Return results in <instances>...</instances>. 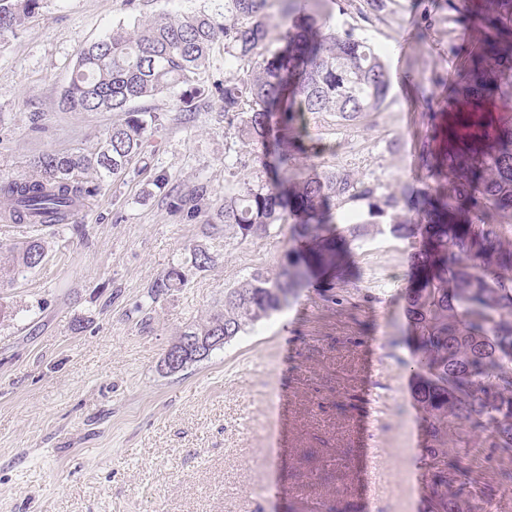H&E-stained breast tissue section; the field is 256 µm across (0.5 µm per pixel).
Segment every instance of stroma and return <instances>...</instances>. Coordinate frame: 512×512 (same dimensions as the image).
Instances as JSON below:
<instances>
[{"label":"stroma","instance_id":"stroma-1","mask_svg":"<svg viewBox=\"0 0 512 512\" xmlns=\"http://www.w3.org/2000/svg\"><path fill=\"white\" fill-rule=\"evenodd\" d=\"M333 22L413 78L391 84L381 111L308 122L307 167L348 173L358 187L411 203L429 182L421 145L430 115L470 112L468 58L485 34L445 0H324ZM203 11L224 0H45L18 33L0 36V179L34 175L45 152L94 151L116 116L59 106L81 48L119 22ZM150 138V167L105 181L50 238L43 265L0 288V512H288L312 448L345 451L346 484L327 488L356 512H427V432L402 342L412 243L368 227L334 286L310 280L287 308L176 376L160 368L187 326L224 308L252 269L276 271L291 227L223 245L184 220L157 176L224 201L230 176L219 98L184 120L173 97ZM216 254L186 287L147 292L189 248Z\"/></svg>","mask_w":512,"mask_h":512}]
</instances>
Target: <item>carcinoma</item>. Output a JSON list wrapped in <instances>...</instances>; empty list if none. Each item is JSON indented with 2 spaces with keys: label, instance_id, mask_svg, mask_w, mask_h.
I'll list each match as a JSON object with an SVG mask.
<instances>
[{
  "label": "carcinoma",
  "instance_id": "carcinoma-1",
  "mask_svg": "<svg viewBox=\"0 0 512 512\" xmlns=\"http://www.w3.org/2000/svg\"><path fill=\"white\" fill-rule=\"evenodd\" d=\"M280 2L288 30L283 46L273 52L266 47L264 24L270 0H224L221 23L204 12L139 20L132 30L110 32L79 51L62 109L114 112L118 120L95 151L46 152L34 160L37 175L0 181L5 214L30 229L23 241L0 247V288L42 265L43 217L57 218L53 234L58 235L100 192V183L85 175L116 180L148 159V137L165 127V115L137 102L168 93L190 119L198 103L215 92L231 138L272 148L276 178L263 168L251 171L228 184L217 208L207 186L199 184L177 197L179 208L191 219L206 217L210 236L239 244L290 220L295 245L285 250L276 273L258 267L225 289L224 311L189 326L181 338L231 341L287 307L294 289L312 274L339 279L346 238L363 237L367 222L340 229L323 207L332 198L366 200L368 216L384 219L390 234L421 236L415 279L404 301L415 397L429 433L423 455L429 512H488L502 485H512V126L492 134L493 119L484 117L461 145L436 153L423 144L435 185L417 197L421 224L404 219L392 198H378L372 189L356 192L345 173L307 172L298 156L317 152L306 143L307 121L324 115L353 120L381 111L390 74L375 47L330 22L322 0ZM42 3L0 0V35L23 29ZM491 5L481 18L485 51L467 91L478 96L504 86L512 97V68L498 67L496 50L502 36L512 32V0H491ZM218 42L230 70L224 86L212 92L201 75ZM214 263L207 248L194 246L152 285L148 298L184 287L185 266L201 270ZM465 429L485 434L487 447L510 465L501 471V484L486 483L453 453L449 442ZM347 474L346 456L324 452L318 466L301 476V485L343 482Z\"/></svg>",
  "mask_w": 512,
  "mask_h": 512
}]
</instances>
